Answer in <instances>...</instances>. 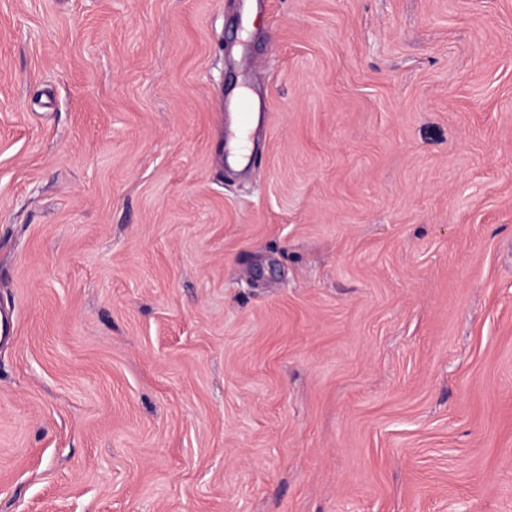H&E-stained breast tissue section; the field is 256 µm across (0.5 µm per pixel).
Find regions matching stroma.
I'll list each match as a JSON object with an SVG mask.
<instances>
[{
    "label": "stroma",
    "mask_w": 512,
    "mask_h": 512,
    "mask_svg": "<svg viewBox=\"0 0 512 512\" xmlns=\"http://www.w3.org/2000/svg\"><path fill=\"white\" fill-rule=\"evenodd\" d=\"M3 311L0 512H512V0H0ZM251 112H249L248 103L243 100L241 103V112L239 113V119L235 125V129L232 134L233 142L237 147L239 157H247L249 150V132L251 124Z\"/></svg>",
    "instance_id": "35a3bbf8"
}]
</instances>
